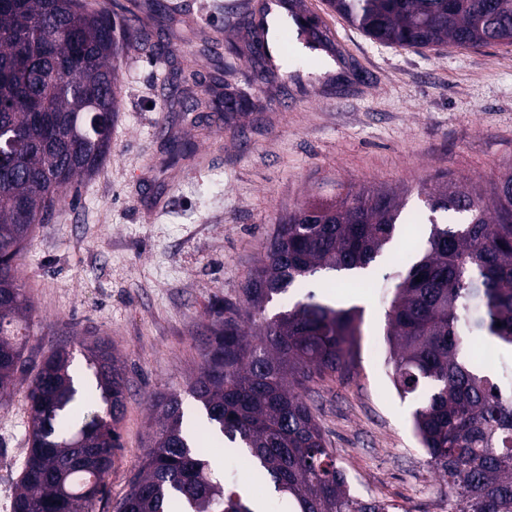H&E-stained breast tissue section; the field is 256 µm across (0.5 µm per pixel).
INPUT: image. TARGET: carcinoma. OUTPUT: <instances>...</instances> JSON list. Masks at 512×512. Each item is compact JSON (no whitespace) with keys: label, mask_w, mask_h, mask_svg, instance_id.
<instances>
[{"label":"carcinoma","mask_w":512,"mask_h":512,"mask_svg":"<svg viewBox=\"0 0 512 512\" xmlns=\"http://www.w3.org/2000/svg\"><path fill=\"white\" fill-rule=\"evenodd\" d=\"M0 8V136L14 150L0 159V400L23 369V334L32 303L16 276L36 225L111 149L120 111L118 71L156 35L189 47L171 61L169 83L182 125L211 126L218 86L231 85L243 52L224 44L217 67L211 42L161 0H5ZM328 9L370 39L429 49L512 45V0H326ZM298 35L325 46L311 23ZM224 103L252 112L250 86ZM174 159H192L196 142L167 138ZM431 213L461 214L460 224L420 229L416 258L394 276L385 336L392 383L413 398L415 436L444 478L448 512H512V385L481 367L473 344L512 350V172L486 199L454 179L426 194ZM401 205L384 190L353 191L331 204L282 216L236 300L213 311L202 362L189 393L202 406L205 439L243 448L250 477L268 482L296 512H409L352 492L328 447L308 397L312 386L351 371L357 308L309 293L271 316L266 306L326 271L354 276L387 246L397 247ZM92 390L103 409L87 408L86 387L70 374L63 347L43 357L27 387L29 438L13 512H94L120 444L126 372L108 342L87 347ZM156 429L129 490L113 512H254L238 485L212 472L194 435L182 430L180 394L151 397Z\"/></svg>","instance_id":"1"}]
</instances>
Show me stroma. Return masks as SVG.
<instances>
[{
  "label": "stroma",
  "mask_w": 512,
  "mask_h": 512,
  "mask_svg": "<svg viewBox=\"0 0 512 512\" xmlns=\"http://www.w3.org/2000/svg\"><path fill=\"white\" fill-rule=\"evenodd\" d=\"M216 42L244 54L243 79L258 111L196 131L197 162L172 163L164 141L182 135L170 110L164 58L130 54L119 76L121 112L112 152L80 182L75 202L37 225L19 268L34 311L22 382L58 346L72 370L90 376L87 346L115 347L128 379L121 448L95 512H112L128 490L149 439L148 399L183 396L186 419L200 410L186 393L202 361L211 310L237 299L281 216L347 188L395 189L404 214L429 218L422 192L438 175L490 193L512 163V46L415 51L383 46L313 0L310 19L332 21L344 45L339 70H280L261 79L250 39L224 27L238 0H170ZM393 267L384 254L363 273V287L334 289L340 308L357 307L361 336L355 366L320 383L313 395L329 447L352 487L406 506L439 512L443 479L425 462L412 429L414 404L400 399L386 364L384 338ZM24 391L0 402V501L13 500L27 453ZM225 479L246 483L264 512H279L270 489L251 480L245 455L211 441Z\"/></svg>",
  "instance_id": "obj_1"
}]
</instances>
